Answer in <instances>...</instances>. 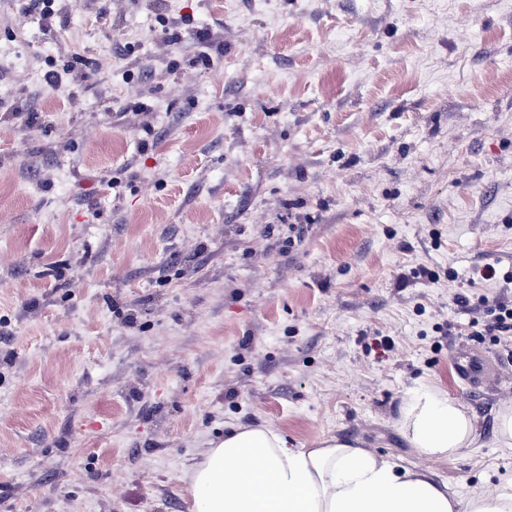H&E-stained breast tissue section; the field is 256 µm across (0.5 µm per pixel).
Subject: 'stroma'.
Returning a JSON list of instances; mask_svg holds the SVG:
<instances>
[{
    "instance_id": "1",
    "label": "stroma",
    "mask_w": 512,
    "mask_h": 512,
    "mask_svg": "<svg viewBox=\"0 0 512 512\" xmlns=\"http://www.w3.org/2000/svg\"><path fill=\"white\" fill-rule=\"evenodd\" d=\"M21 6L0 0V512H192L191 466L239 423L411 467L421 386L478 419L435 466L449 494L512 483V333L456 303L512 301V0ZM465 342L504 380L467 390Z\"/></svg>"
}]
</instances>
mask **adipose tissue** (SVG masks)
<instances>
[{"label": "adipose tissue", "mask_w": 512, "mask_h": 512, "mask_svg": "<svg viewBox=\"0 0 512 512\" xmlns=\"http://www.w3.org/2000/svg\"><path fill=\"white\" fill-rule=\"evenodd\" d=\"M400 431L423 458L436 462L472 448L477 420L463 403L421 387L400 406ZM192 512H512V491L468 500L450 496L433 472L407 468L326 437L296 448L269 426L238 425L196 464Z\"/></svg>", "instance_id": "1"}]
</instances>
